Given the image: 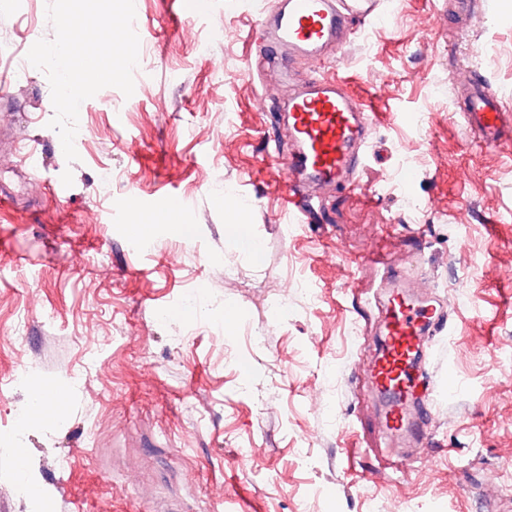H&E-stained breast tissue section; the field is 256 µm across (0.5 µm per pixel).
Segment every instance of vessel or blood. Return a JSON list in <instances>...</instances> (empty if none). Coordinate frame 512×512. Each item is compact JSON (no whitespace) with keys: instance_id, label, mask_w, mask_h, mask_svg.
I'll use <instances>...</instances> for the list:
<instances>
[{"instance_id":"b4317fda","label":"vessel or blood","mask_w":512,"mask_h":512,"mask_svg":"<svg viewBox=\"0 0 512 512\" xmlns=\"http://www.w3.org/2000/svg\"><path fill=\"white\" fill-rule=\"evenodd\" d=\"M379 5L380 0H284L272 21L259 26L257 39L275 44L289 59L313 60L327 49L342 48L348 22L375 18ZM459 112L481 147L512 143V113L483 77L474 76ZM375 118L343 78L314 75L289 89L284 121L292 148L284 159L289 180L283 200L296 223L313 214L316 197L353 184ZM383 288L377 299L383 343L370 365L380 424L394 447L420 448L431 440L428 412L434 395L427 342L445 329L446 305L424 297L408 273L390 265L384 268Z\"/></svg>"}]
</instances>
